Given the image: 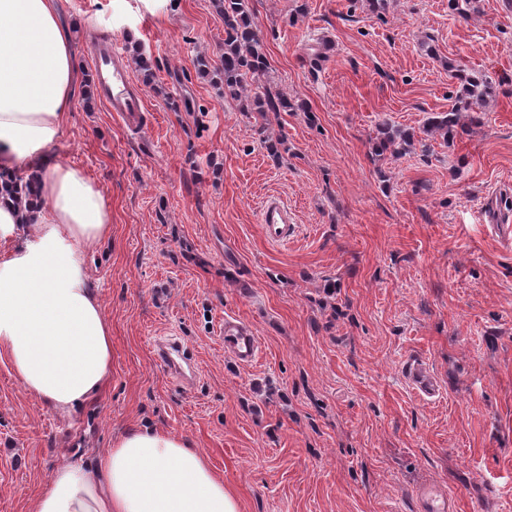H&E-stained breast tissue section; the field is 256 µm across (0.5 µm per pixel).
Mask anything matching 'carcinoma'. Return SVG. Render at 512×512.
Returning <instances> with one entry per match:
<instances>
[{
    "instance_id": "1",
    "label": "carcinoma",
    "mask_w": 512,
    "mask_h": 512,
    "mask_svg": "<svg viewBox=\"0 0 512 512\" xmlns=\"http://www.w3.org/2000/svg\"><path fill=\"white\" fill-rule=\"evenodd\" d=\"M216 11L224 17V52L222 75L224 95L239 102L241 110L266 117L269 112L307 111L305 102L281 91L271 93L263 88L268 64L261 48V38L253 21V0H213ZM496 96V86L487 79L468 76L455 89V103L446 112H434L419 131L401 130L383 121L376 127L373 138L375 156L398 157L414 142L422 143L423 151L429 136L445 140L458 132L475 133L484 125L482 106ZM0 181L10 184L18 204H23L32 193L31 182L13 172L0 173Z\"/></svg>"
}]
</instances>
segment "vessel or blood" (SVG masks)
Instances as JSON below:
<instances>
[{
  "label": "vessel or blood",
  "instance_id": "vessel-or-blood-1",
  "mask_svg": "<svg viewBox=\"0 0 512 512\" xmlns=\"http://www.w3.org/2000/svg\"><path fill=\"white\" fill-rule=\"evenodd\" d=\"M123 52L112 40L110 30L97 32L93 54V80L98 97L122 122L134 125L147 109L142 90L135 83L131 72L122 61ZM259 222L264 237L274 244L292 240L296 232L294 212L287 202L271 196L265 199L259 210ZM224 351L240 366L248 367L258 362L262 346L252 326L228 317L224 320ZM154 349L158 360L176 378L190 381L193 365L184 353L177 337L168 336L155 340ZM405 379L411 389L422 398L439 394L440 384L422 359H409L405 365ZM419 512H448L446 496L432 489L419 490Z\"/></svg>",
  "mask_w": 512,
  "mask_h": 512
}]
</instances>
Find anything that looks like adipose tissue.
Segmentation results:
<instances>
[{"instance_id": "ef3b65f1", "label": "adipose tissue", "mask_w": 512, "mask_h": 512, "mask_svg": "<svg viewBox=\"0 0 512 512\" xmlns=\"http://www.w3.org/2000/svg\"><path fill=\"white\" fill-rule=\"evenodd\" d=\"M76 64L56 0H0V168L25 167L24 206L0 196V353L27 392L82 408L112 373V328L78 257L112 233L99 186L48 163L75 95ZM32 512H239L203 456L154 429L118 436L96 463L58 466Z\"/></svg>"}]
</instances>
